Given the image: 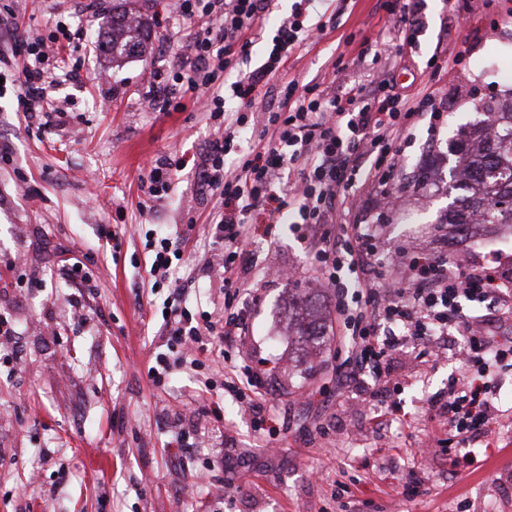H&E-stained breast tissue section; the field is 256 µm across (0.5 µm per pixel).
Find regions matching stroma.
I'll return each instance as SVG.
<instances>
[{
	"label": "stroma",
	"mask_w": 512,
	"mask_h": 512,
	"mask_svg": "<svg viewBox=\"0 0 512 512\" xmlns=\"http://www.w3.org/2000/svg\"><path fill=\"white\" fill-rule=\"evenodd\" d=\"M34 38L56 25L72 36L76 79L63 82L65 131L50 134L0 98V312L21 333L23 355L0 362V512H512V420L503 419L470 448L471 465L450 455L428 459L418 443L437 427L434 399L459 374L452 354L412 363L399 359L391 399L400 410L381 433L370 415L347 405L337 386L336 313L326 290L314 295L327 323L320 345L299 340L291 318L315 274L299 232L265 218L250 226L258 261L249 282L262 301L240 354L264 371L271 405L290 409L288 429L254 433L224 390V362L203 355L199 367L172 369L153 386L147 367L162 352L159 328L167 297L152 288L147 238L160 226L185 236L170 277L193 311H218L224 281L202 273L211 229L223 204L197 191L195 162L220 125L193 102L161 112L149 101L150 74L177 61L189 28L166 16V0H132L149 32L146 55L115 63L96 48L112 20V0H0ZM330 22L321 38L291 55L288 77L322 79L329 92L368 83L393 68L398 85L433 81L447 94L437 138L419 125L403 144L405 166L387 187L364 185L339 213L344 224H376V258L398 249L412 256L421 241L434 254H512V224L475 237H452L438 221L456 195L450 147L488 104L512 98V0H424L416 49L394 62L393 21L381 0H318ZM465 64L462 81L434 75V64ZM183 157L170 195L143 209L142 181L156 160ZM109 225L114 239L101 237ZM91 260L94 293L68 281L64 265ZM224 406L202 418L205 445L173 462L164 415L195 396ZM330 426L329 440L316 436ZM418 494L404 499L406 480ZM351 496L335 499L337 482Z\"/></svg>",
	"instance_id": "1"
}]
</instances>
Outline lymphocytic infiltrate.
I'll list each match as a JSON object with an SVG mask.
<instances>
[{"mask_svg": "<svg viewBox=\"0 0 512 512\" xmlns=\"http://www.w3.org/2000/svg\"><path fill=\"white\" fill-rule=\"evenodd\" d=\"M300 2L270 36L265 19L277 0H171L172 14L189 23L194 34L178 69L156 82L164 107L188 96L206 111L223 113L224 97L215 84L233 69L238 75L229 84L232 97L258 99L262 105L250 119L225 121L197 168L201 193L224 200L212 228L214 259L224 271V317L195 319L183 305L182 289L168 283L165 344L180 352H205L217 340L229 345L245 339L249 311L261 301L258 289L247 285L254 256L245 247L246 226L257 213L272 224L291 215L336 301V331L346 353L338 381L372 405L373 429L385 426L391 409L385 399L393 380L391 354L402 348L403 338L411 339L421 357L434 356L441 337L466 340L460 374L450 382L446 399L435 403L449 436L464 448L502 415L489 381L512 357V341L492 336L496 318L488 309L497 304L512 310L506 290L512 278L496 259L464 265L423 253L375 264L373 226L337 223V202L350 200L358 181L387 184L402 167L401 146L411 139L415 123L426 116L429 130H436L439 113L433 91L397 86L386 71L373 87L354 84L332 97L286 79L289 55L326 29L324 22L303 20L302 7L312 0ZM5 31L7 52H24L28 59L10 85L0 84V95L12 94L26 115L43 112L60 83L62 53L71 35L64 28L49 40L31 41L15 20ZM259 41L267 44L263 62L241 70L240 62ZM243 132L250 157L227 165L225 157ZM224 371L227 390L250 413L256 431L273 435L287 427V410L267 411L262 373L243 362L225 364Z\"/></svg>", "mask_w": 512, "mask_h": 512, "instance_id": "f902f5d3", "label": "lymphocytic infiltrate"}]
</instances>
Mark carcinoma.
Segmentation results:
<instances>
[{"label":"carcinoma","mask_w":512,"mask_h":512,"mask_svg":"<svg viewBox=\"0 0 512 512\" xmlns=\"http://www.w3.org/2000/svg\"><path fill=\"white\" fill-rule=\"evenodd\" d=\"M147 42L144 24L114 11L111 26L99 39V51L115 61L131 53L145 54ZM455 152L460 154L455 173L460 194L439 223L459 234L468 231L478 213L485 224H512V107H499L472 124L456 143ZM298 334L312 340L325 335V325L311 300L300 317Z\"/></svg>","instance_id":"1"}]
</instances>
